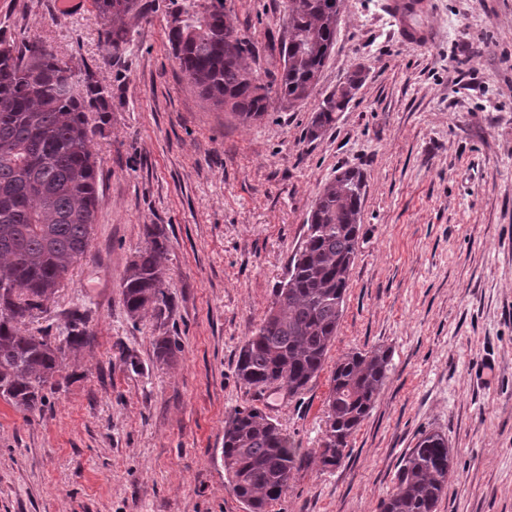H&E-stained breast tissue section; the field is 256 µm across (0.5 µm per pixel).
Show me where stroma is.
Masks as SVG:
<instances>
[{
  "mask_svg": "<svg viewBox=\"0 0 512 512\" xmlns=\"http://www.w3.org/2000/svg\"><path fill=\"white\" fill-rule=\"evenodd\" d=\"M433 47L402 41L386 0H343L312 95L245 123L205 102L168 42L170 0L132 23L123 67L106 63L93 0H0V36L42 41L112 90L98 132L87 252L20 329H64L89 309L93 346L70 351L42 409L0 399V512H246L224 471V420L268 413L320 448L337 360L388 349L390 370L340 463L293 472L270 512H378L426 432L453 452L438 512H512V0H425ZM280 71L286 0H225ZM363 81L334 126L314 111L350 72ZM364 176L359 247L334 342L295 398L256 396L235 374L272 306L318 193ZM168 241L174 312L130 318L121 283L146 225ZM182 345L169 363L154 343Z\"/></svg>",
  "mask_w": 512,
  "mask_h": 512,
  "instance_id": "1",
  "label": "stroma"
}]
</instances>
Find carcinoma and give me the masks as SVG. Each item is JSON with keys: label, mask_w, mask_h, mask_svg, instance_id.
I'll return each instance as SVG.
<instances>
[{"label": "carcinoma", "mask_w": 512, "mask_h": 512, "mask_svg": "<svg viewBox=\"0 0 512 512\" xmlns=\"http://www.w3.org/2000/svg\"><path fill=\"white\" fill-rule=\"evenodd\" d=\"M342 0H288V41L282 71L269 81L247 59L254 43L233 24L224 0H172L189 15L168 42L179 69L200 97L243 121L256 120L278 100L294 107L313 92L336 40ZM104 21L107 59L119 66L132 41L130 19L145 15L142 0H94ZM0 397L16 408L44 406L66 352L90 346L89 311L72 310L66 336L25 335L19 324L49 299L87 251L96 220L97 161L85 112L106 111V88L88 68L57 58L40 42L17 45L0 37ZM362 78L351 73L313 113L316 139L347 109ZM363 175L338 173L315 199L288 277L274 289L272 307L241 347L239 383L262 391L275 385L293 397L323 369L343 315L357 253ZM167 239L155 224L134 254L121 288L132 319L152 313L164 327L173 315L167 286ZM182 351L169 336L155 340L156 358L168 363ZM391 355L373 348L338 361L327 397L322 467L343 458L350 438L378 400ZM452 450L439 433H426L402 460L379 512H437L448 488ZM299 453L272 418L257 406L237 408L224 420V469L248 512H269L286 494Z\"/></svg>", "instance_id": "1"}]
</instances>
